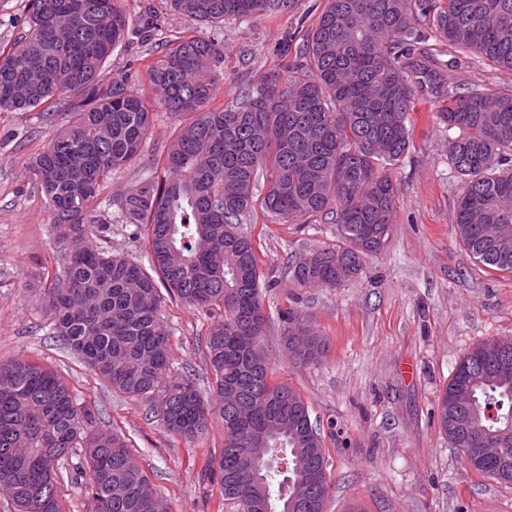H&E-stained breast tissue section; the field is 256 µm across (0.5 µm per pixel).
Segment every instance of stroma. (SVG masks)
Wrapping results in <instances>:
<instances>
[{"mask_svg": "<svg viewBox=\"0 0 512 512\" xmlns=\"http://www.w3.org/2000/svg\"><path fill=\"white\" fill-rule=\"evenodd\" d=\"M148 1L160 18L159 35L119 45L101 71L103 82L123 77L131 89L149 92L147 65L160 42L194 32L224 46L221 102L236 99L273 67L284 42L299 46L324 5L298 0L291 11L228 20L220 29L195 24L167 0H119V6L134 23ZM441 60L450 91L475 83L512 85V72L489 66L477 53L448 46ZM437 106L429 91L417 94L409 114L413 147L393 171L398 202L391 238L367 261L362 276L336 288L297 287L288 276L289 257L335 243V225L281 223L260 212L243 224L258 242L268 283L265 347L273 377L301 394L324 435L332 483L326 512L358 506L365 512H512V485L473 471L431 417L469 349L512 338V274L476 263L455 239L464 184L448 163L451 133L440 123ZM177 123L159 111L140 156L113 172L100 207L110 222L99 242L103 250L147 262L119 201L155 171ZM53 131L40 111L0 113V364L34 358L54 370L95 413L100 429L129 438L166 512H237L220 506L218 484L209 475V461L224 443L220 424L192 443L166 433L146 401L112 392L49 334L41 273L61 270L65 253L27 163ZM291 306L312 317L328 338L329 351L317 364L299 367L288 357L281 313ZM162 320L172 375H193L201 392H208L212 375L204 338L212 315L170 301ZM61 471L63 512H87L90 472L81 454L73 453Z\"/></svg>", "mask_w": 512, "mask_h": 512, "instance_id": "35a3bbf8", "label": "stroma"}]
</instances>
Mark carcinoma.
Listing matches in <instances>:
<instances>
[{
  "instance_id": "carcinoma-1",
  "label": "carcinoma",
  "mask_w": 512,
  "mask_h": 512,
  "mask_svg": "<svg viewBox=\"0 0 512 512\" xmlns=\"http://www.w3.org/2000/svg\"><path fill=\"white\" fill-rule=\"evenodd\" d=\"M118 0H27V31L0 53V112L51 108L79 99L67 125L27 163L68 253L60 273L44 269L50 335L113 390L151 403L163 397L165 429L188 440L212 418L224 427L217 460L221 499L240 512H279L271 491L279 473L240 466V441L262 432L288 475L308 481V501L288 512H324L330 490L324 441L297 392L283 390L255 354L266 336L263 274L250 235L239 229L256 209L289 224L323 217L336 242L288 266L301 288H335L359 276L387 246L398 189L389 167L413 147L409 112L417 85L441 93L439 119L459 135L448 163L465 184L455 219L457 242L474 259L512 273V249L498 245L512 228V89L479 84L448 93L438 45L475 51L512 71V0H324L294 59L280 62L240 98L215 104L224 46L189 34L148 68L155 98L123 77L99 74L129 39ZM198 24L284 13L296 0H168ZM431 26L436 43L419 33ZM182 115L161 158L162 174L130 186L120 200L125 223L143 239L149 266L101 251L88 228L107 229L96 201L112 171L139 156L155 108ZM166 293H161L160 288ZM220 311L205 347L214 399L168 369L166 298ZM285 345L299 365L321 361L327 338L296 309L286 311ZM464 390L467 408L453 395ZM436 412L462 457L477 440L512 423V341L487 340L457 364ZM84 449L92 479L90 512H157L149 476L127 440L95 426L54 371L36 361L0 365V492L15 512H62V460Z\"/></svg>"
}]
</instances>
